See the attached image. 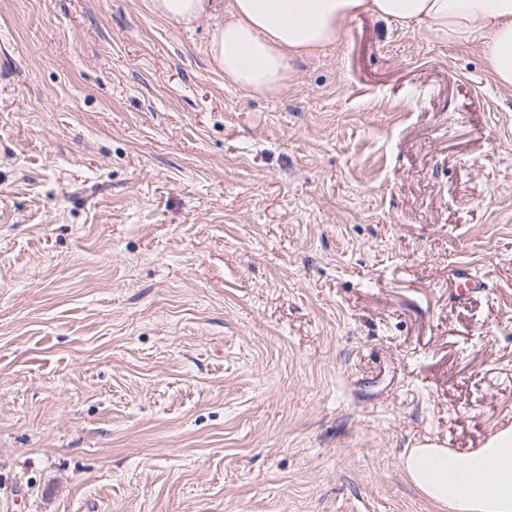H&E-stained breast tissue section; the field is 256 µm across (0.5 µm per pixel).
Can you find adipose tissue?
Returning <instances> with one entry per match:
<instances>
[{
  "instance_id": "ef3b65f1",
  "label": "adipose tissue",
  "mask_w": 512,
  "mask_h": 512,
  "mask_svg": "<svg viewBox=\"0 0 512 512\" xmlns=\"http://www.w3.org/2000/svg\"><path fill=\"white\" fill-rule=\"evenodd\" d=\"M163 19L188 26L224 9L210 53L228 83L252 95L281 92L292 58L338 43L362 13L399 29L476 50L495 80L512 87V0H152ZM402 466L447 512H512V422L482 447L457 453L436 443L410 449Z\"/></svg>"
}]
</instances>
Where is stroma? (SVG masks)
<instances>
[{
    "label": "stroma",
    "mask_w": 512,
    "mask_h": 512,
    "mask_svg": "<svg viewBox=\"0 0 512 512\" xmlns=\"http://www.w3.org/2000/svg\"><path fill=\"white\" fill-rule=\"evenodd\" d=\"M223 20L0 0V512H442L512 421V88L362 14L250 96ZM402 466L430 501L455 512L512 511V422L481 448L457 453L436 443L411 448Z\"/></svg>",
    "instance_id": "1"
}]
</instances>
